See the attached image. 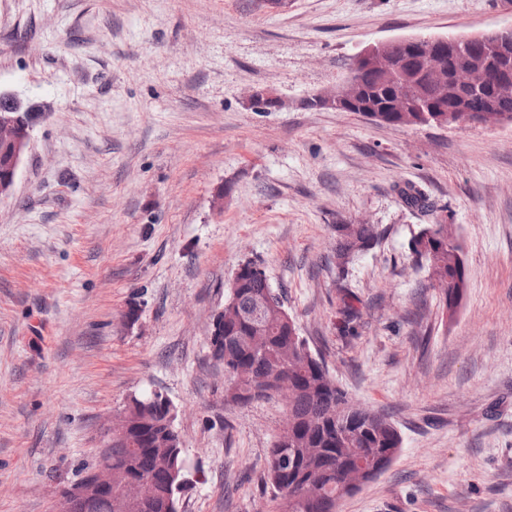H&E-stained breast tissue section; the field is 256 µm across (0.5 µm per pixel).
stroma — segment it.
<instances>
[{
  "label": "stroma",
  "mask_w": 512,
  "mask_h": 512,
  "mask_svg": "<svg viewBox=\"0 0 512 512\" xmlns=\"http://www.w3.org/2000/svg\"><path fill=\"white\" fill-rule=\"evenodd\" d=\"M511 25L512 0H0V89L41 110L0 199V512H55L150 392L177 409L178 512H274L262 476L285 406L225 404L208 343L247 260L337 384L401 431L338 512H512V124L309 105L368 43ZM258 88L281 108L254 111ZM342 222L385 237L340 277ZM420 224L462 248L453 318L408 252Z\"/></svg>",
  "instance_id": "35a3bbf8"
}]
</instances>
